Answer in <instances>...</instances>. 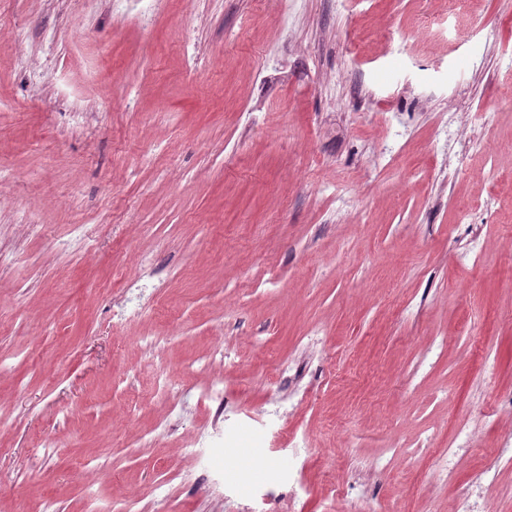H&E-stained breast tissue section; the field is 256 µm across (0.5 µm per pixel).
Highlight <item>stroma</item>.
<instances>
[{
    "label": "stroma",
    "instance_id": "1",
    "mask_svg": "<svg viewBox=\"0 0 512 512\" xmlns=\"http://www.w3.org/2000/svg\"><path fill=\"white\" fill-rule=\"evenodd\" d=\"M0 249V512H512V0H0Z\"/></svg>",
    "mask_w": 512,
    "mask_h": 512
}]
</instances>
